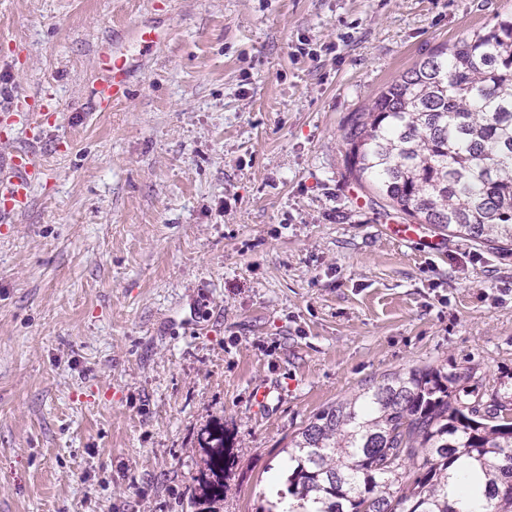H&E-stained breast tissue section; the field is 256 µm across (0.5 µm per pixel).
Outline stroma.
Instances as JSON below:
<instances>
[{
	"instance_id": "1",
	"label": "stroma",
	"mask_w": 512,
	"mask_h": 512,
	"mask_svg": "<svg viewBox=\"0 0 512 512\" xmlns=\"http://www.w3.org/2000/svg\"><path fill=\"white\" fill-rule=\"evenodd\" d=\"M512 0H0V154L45 176L0 224V512H255L284 448L412 368L512 390V254L349 177L353 112ZM152 22L127 101L95 49ZM269 388L267 406L253 398ZM223 428L222 499L196 504Z\"/></svg>"
}]
</instances>
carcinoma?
Returning a JSON list of instances; mask_svg holds the SVG:
<instances>
[{
	"mask_svg": "<svg viewBox=\"0 0 512 512\" xmlns=\"http://www.w3.org/2000/svg\"><path fill=\"white\" fill-rule=\"evenodd\" d=\"M347 170L396 211L493 249H512V15L440 45L353 113ZM413 368L314 416L288 454L286 490L259 512H512V395ZM202 501L224 496V434H209ZM485 504L448 492L461 461Z\"/></svg>",
	"mask_w": 512,
	"mask_h": 512,
	"instance_id": "carcinoma-1",
	"label": "carcinoma"
}]
</instances>
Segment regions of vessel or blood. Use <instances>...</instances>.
I'll return each mask as SVG.
<instances>
[{
    "label": "vessel or blood",
    "mask_w": 512,
    "mask_h": 512,
    "mask_svg": "<svg viewBox=\"0 0 512 512\" xmlns=\"http://www.w3.org/2000/svg\"><path fill=\"white\" fill-rule=\"evenodd\" d=\"M163 38V32L156 28L136 26L129 31V46L147 52L159 45ZM128 48L108 39L99 43L96 56L99 77L87 88L96 111H110L112 106L129 97L130 77L138 66V59ZM43 177L44 169L34 152L17 149L6 156L0 154L1 224L9 223L12 216L27 204L32 185Z\"/></svg>",
    "instance_id": "b4317fda"
}]
</instances>
